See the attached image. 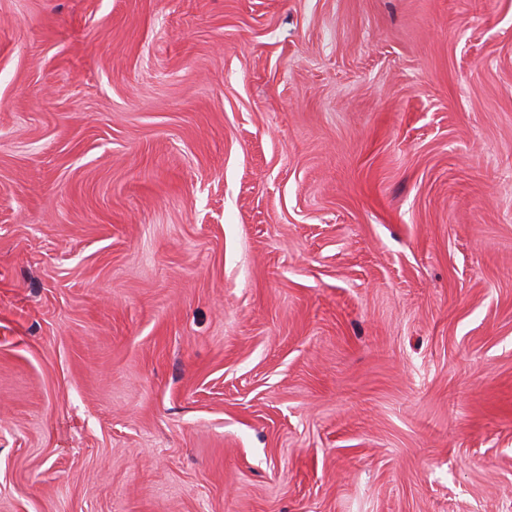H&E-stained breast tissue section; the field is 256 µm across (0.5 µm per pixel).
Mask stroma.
I'll return each instance as SVG.
<instances>
[{"instance_id": "1", "label": "stroma", "mask_w": 512, "mask_h": 512, "mask_svg": "<svg viewBox=\"0 0 512 512\" xmlns=\"http://www.w3.org/2000/svg\"><path fill=\"white\" fill-rule=\"evenodd\" d=\"M0 512H512V0H0Z\"/></svg>"}]
</instances>
